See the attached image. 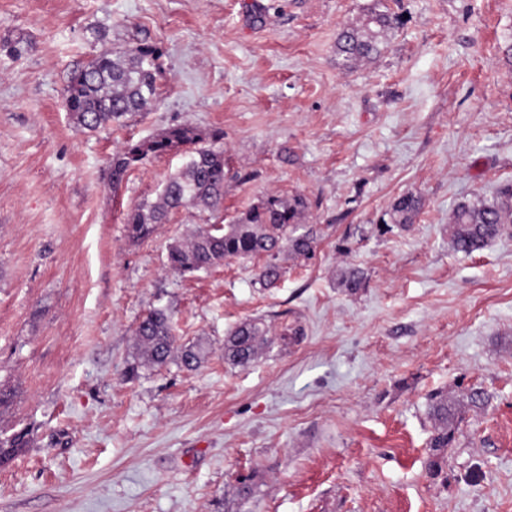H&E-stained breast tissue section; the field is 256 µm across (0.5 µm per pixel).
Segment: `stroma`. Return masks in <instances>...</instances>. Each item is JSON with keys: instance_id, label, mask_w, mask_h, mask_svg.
<instances>
[{"instance_id": "stroma-1", "label": "stroma", "mask_w": 512, "mask_h": 512, "mask_svg": "<svg viewBox=\"0 0 512 512\" xmlns=\"http://www.w3.org/2000/svg\"><path fill=\"white\" fill-rule=\"evenodd\" d=\"M369 2L0 0V435L29 433L0 512H512V234L467 256L448 233L512 183V0H388L386 48L344 67L336 35ZM139 42L161 51L158 103L74 125L71 71ZM177 125L223 131L224 209L130 242L128 209L184 159L115 187L112 156ZM408 191L414 223L380 232ZM296 195L319 243L282 254L277 287L258 259L168 267L173 240ZM154 308L206 345L199 368L140 364ZM253 319L268 341L232 364L224 338ZM437 390L458 417L434 476Z\"/></svg>"}]
</instances>
